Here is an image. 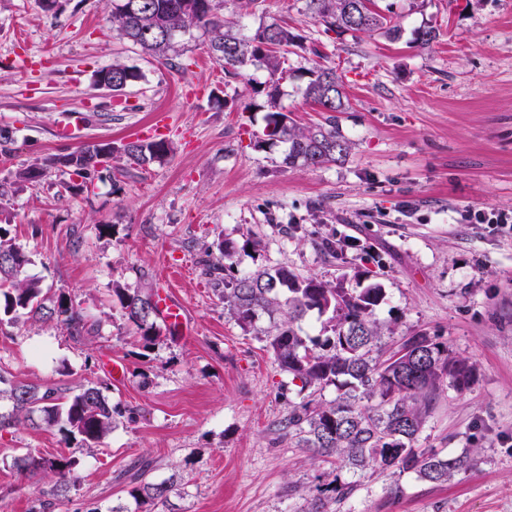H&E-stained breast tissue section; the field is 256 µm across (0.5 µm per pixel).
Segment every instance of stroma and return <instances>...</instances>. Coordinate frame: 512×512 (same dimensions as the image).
Segmentation results:
<instances>
[{
  "instance_id": "35a3bbf8",
  "label": "stroma",
  "mask_w": 512,
  "mask_h": 512,
  "mask_svg": "<svg viewBox=\"0 0 512 512\" xmlns=\"http://www.w3.org/2000/svg\"><path fill=\"white\" fill-rule=\"evenodd\" d=\"M377 4L391 9L398 38L325 32L303 0H224L225 17L248 28L277 21L302 36L282 84L295 124L325 121L302 96L316 54L345 82L336 121L350 153L289 169L284 144L261 141L266 97L251 86L265 72L225 76L198 38L171 64L145 55L113 31L112 0H60L49 13L39 0H0V127L15 138L0 162L11 184L0 224L29 252L28 275L94 326L76 342L53 322L0 325V388L101 380L111 403L139 410L91 454L55 428L0 432V512H33L49 485L21 470L29 451L78 461L59 512L128 505L124 475L141 461L173 482L160 512H305L330 465L281 424L309 392L257 329L225 312L203 262L220 260L226 241L237 276L283 265L351 291L379 282L387 347L421 334L475 367L468 389L436 402L417 442L469 453L471 468L439 485L395 468L344 471L354 488L329 512H512V234L469 218L512 214V0ZM423 25L438 30L425 49L414 41ZM116 60L144 75L119 98L94 84ZM69 112L83 123L75 142L58 135ZM158 112L168 116L158 134L175 146L163 162L142 168L117 154L69 192L56 168L38 182L15 177L80 142L136 139ZM174 262L191 333L144 346L112 290L161 289ZM109 356L124 363L123 381L103 371Z\"/></svg>"
}]
</instances>
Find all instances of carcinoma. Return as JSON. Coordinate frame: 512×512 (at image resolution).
<instances>
[{"instance_id":"carcinoma-1","label":"carcinoma","mask_w":512,"mask_h":512,"mask_svg":"<svg viewBox=\"0 0 512 512\" xmlns=\"http://www.w3.org/2000/svg\"><path fill=\"white\" fill-rule=\"evenodd\" d=\"M305 10L324 27V32H381L397 37L401 31L392 17L382 13L374 0H304ZM360 6L358 18L352 8ZM112 29L119 38L147 55L169 59L187 39L200 34L208 55L224 72L243 75L263 70L268 114L263 135L287 145L282 163L289 167H321L343 161L351 142L336 123V112L346 111L344 82L335 68L315 64L304 97L331 116L323 124L300 128L288 121L279 106L283 67L290 48L302 36L278 22L261 24L254 32L241 21H230L220 13L217 0H112ZM110 75L112 95L120 96L142 78L140 71L118 60L95 74ZM123 155L145 167L173 152L165 139H135L122 145ZM103 144L84 143L66 154L51 155L40 164L17 171L16 178L36 182L50 168L67 161L70 175L87 179L101 160ZM0 225V324L21 320H57L76 342L89 333L87 317L61 292L51 298L43 294L40 280L26 274L28 253L8 238ZM223 266L206 264L205 274L224 283V309L244 330L256 327L265 315L270 327L264 332L266 347L280 369L310 389L312 398L293 407L284 429L297 438V446L314 456L333 459L336 467L323 473L321 495L309 502L307 512H328V500L349 494L353 485L339 483L337 471L354 475L369 467L414 471L425 481L441 484L454 473L468 470V453L448 456L434 449L415 448L426 416L447 387L461 392L469 388L473 367L451 355L448 347L428 336H413L398 350L386 353L382 332L375 318L384 300V289L372 282L360 290L337 288L316 276L303 277L286 266H273L223 280ZM123 316L140 336L144 346L161 335L156 322L157 304L143 288L112 289ZM332 313L331 335L324 341L302 330L300 322L310 311ZM329 386L339 390L331 401L313 395ZM0 397L12 410L0 413V430L28 423L57 427L68 440H79L92 452L117 427L119 419L132 422L137 410L112 405L103 395L102 384L87 382L77 389L16 384ZM73 457L27 453L21 468L54 480L43 491L37 512H56L77 482ZM150 463L142 462L128 477V496L133 512H153L168 501L172 485L149 480Z\"/></svg>"}]
</instances>
